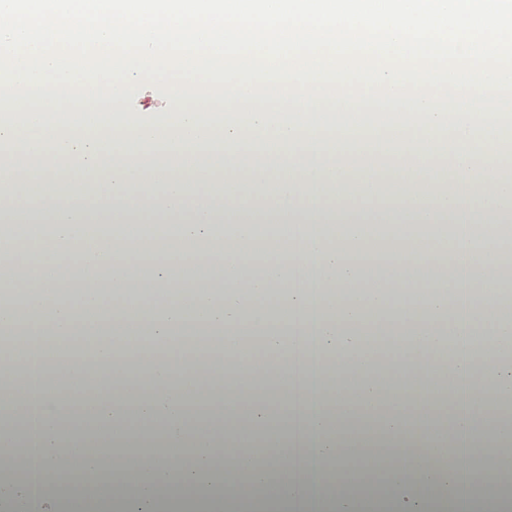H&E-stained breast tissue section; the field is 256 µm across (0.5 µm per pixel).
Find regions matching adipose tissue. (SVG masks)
Masks as SVG:
<instances>
[{
  "label": "adipose tissue",
  "instance_id": "adipose-tissue-1",
  "mask_svg": "<svg viewBox=\"0 0 512 512\" xmlns=\"http://www.w3.org/2000/svg\"><path fill=\"white\" fill-rule=\"evenodd\" d=\"M110 99L74 96L75 126L56 120L55 92L0 99V144H20V159L0 162V182L45 205L32 224L24 208L0 226V283L25 305L0 299L6 353L23 358L19 380L0 381V409L19 410L29 426L19 444L0 418V503L13 512H62L52 492L83 472H105L109 485L92 512H161L169 489L189 488L207 512H266L262 498L241 499L244 487L292 499L296 442L252 429L273 414L251 405V384L217 375L229 365L250 375L275 371V401L302 415L317 462L323 501L357 512L351 496L361 481H386L392 512H458L459 474L449 454L486 456L490 500L512 486V419L501 417L484 436L471 427L487 397L512 401V370L486 350L512 344V318L489 289L512 282L498 259L512 214V112L468 104L397 100L391 124L380 99L358 103L310 98L266 101L256 95L168 99L161 127L109 111ZM276 141V156L235 162L243 149ZM300 159H292L293 150ZM233 205H213L216 184ZM159 192L163 224L131 240L141 200ZM267 193L262 215L253 197ZM335 199L327 208L326 199ZM379 199L381 226L348 213V202ZM447 257V267L438 258ZM264 258L262 271L245 272ZM367 266L386 277H364ZM107 275L125 299L116 304L98 278ZM147 296L149 307L137 306ZM287 309L273 323L264 305ZM389 330L369 332L378 313ZM248 321L260 347L241 349L234 328ZM212 337V375L174 377L163 350L193 357ZM394 346L398 393L415 414L385 410V442L411 446L389 468L368 455L371 437L356 434L360 411L379 406L384 385L369 370L373 344ZM100 368L137 355L149 383L133 374L106 377L93 388L73 385L62 398L54 375L69 373L74 346ZM330 357L345 376L321 377ZM481 376L474 385L473 376ZM216 395L193 433L204 396ZM447 400L451 427L438 426L434 404ZM53 476V484L42 476Z\"/></svg>",
  "mask_w": 512,
  "mask_h": 512
}]
</instances>
